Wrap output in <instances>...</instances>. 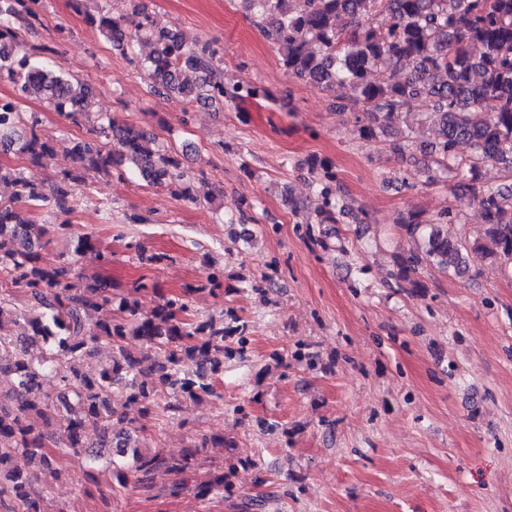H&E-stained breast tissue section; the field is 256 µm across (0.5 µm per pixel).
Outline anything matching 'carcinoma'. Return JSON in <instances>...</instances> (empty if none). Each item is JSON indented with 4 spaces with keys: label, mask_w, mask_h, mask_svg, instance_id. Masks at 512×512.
I'll return each instance as SVG.
<instances>
[{
    "label": "carcinoma",
    "mask_w": 512,
    "mask_h": 512,
    "mask_svg": "<svg viewBox=\"0 0 512 512\" xmlns=\"http://www.w3.org/2000/svg\"><path fill=\"white\" fill-rule=\"evenodd\" d=\"M88 0H72L112 46L123 51L136 42L149 46L146 70L155 91L184 101H245L272 94L249 83L229 82L218 51L210 41L186 45L147 12L143 0H126L127 12L110 15ZM251 22L278 47L281 61L296 78L329 90L350 91L336 111L352 114L360 137L371 142L384 121L412 110L421 98L434 102L420 125L433 132L421 144L426 169L449 175L455 195L477 200L486 224L485 239L472 244L450 239L441 225L456 217L447 209L427 223L411 213L399 226L425 246L403 258L393 279L420 287L417 270L436 265L464 272L471 259L512 260V0H241ZM38 0H0V73L14 94L0 97V147L24 156L25 168L0 165V185L11 189L0 202V278L23 298L0 294V512H41L46 486L40 476L66 475L59 459L81 456L94 467L113 445L112 480L124 486L134 478L143 491L154 490L155 474L183 476L169 495L193 492L203 500L222 498L236 488L239 471L254 467L238 459L190 482L201 466L200 449L235 448L222 434L200 435L178 455L140 446L144 426L129 418L154 417L163 426L186 402L221 397L224 363L241 355L253 335L250 321L236 314L200 316L190 306L193 294H224V267H207L205 277L179 291L158 296L148 313L139 297L157 292L145 279L125 293H112L100 275L75 270L87 254L102 263L88 234L74 238L66 258L46 256L49 231L35 213L50 209L70 214L69 183L109 178L128 167L150 185L164 187L182 199L194 200L192 176L144 128L107 117L108 124L89 130L72 142V167L61 171L49 191L30 172L55 151L53 138L41 131L38 114L24 112L23 102L37 99L53 111L77 120L91 113L96 92L70 76L61 64L49 65L27 46V35L41 24ZM479 53H474V48ZM412 65L402 79L400 64ZM119 145L112 151L100 140ZM499 165L511 184L483 186L482 169ZM319 182L322 203L316 219L303 223L336 224L341 186L328 164ZM144 265L160 266L164 253H147L133 245ZM140 342L137 351L127 341ZM108 351L97 369L83 362ZM164 403H159V400ZM98 437L88 441L89 434Z\"/></svg>",
    "instance_id": "1"
}]
</instances>
